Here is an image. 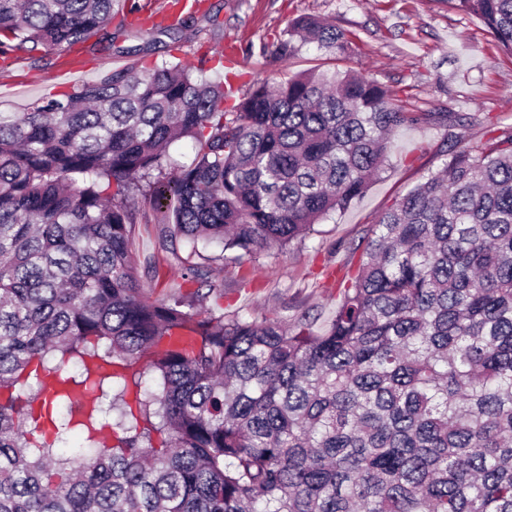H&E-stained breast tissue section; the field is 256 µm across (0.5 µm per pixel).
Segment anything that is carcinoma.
I'll return each mask as SVG.
<instances>
[{
	"label": "carcinoma",
	"mask_w": 512,
	"mask_h": 512,
	"mask_svg": "<svg viewBox=\"0 0 512 512\" xmlns=\"http://www.w3.org/2000/svg\"><path fill=\"white\" fill-rule=\"evenodd\" d=\"M512 53V0H448ZM119 0H0V60L97 35ZM347 60L300 16L275 45ZM224 84L176 62L0 112V512H512V127L362 237L322 322L154 299L162 241L287 251L389 166L405 112L352 69ZM190 138L195 162L173 170ZM130 198L139 213L132 250L145 288H153V298L172 292L190 295L200 289L197 297L198 308L214 307V294H207L209 286L197 280H185L182 276L184 267L201 263L202 260L191 254L190 247L182 239L177 238L173 245L167 242L164 246L159 239L158 224H154V212L148 200L138 191H132ZM173 248L178 259L172 254ZM154 267L158 270V278L152 279Z\"/></svg>",
	"instance_id": "cac0c4a2"
}]
</instances>
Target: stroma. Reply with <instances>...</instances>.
I'll return each instance as SVG.
<instances>
[{
  "label": "stroma",
  "instance_id": "35a3bbf8",
  "mask_svg": "<svg viewBox=\"0 0 512 512\" xmlns=\"http://www.w3.org/2000/svg\"><path fill=\"white\" fill-rule=\"evenodd\" d=\"M169 0H125L124 26L109 24L112 46L78 44L66 51L42 49L19 54L0 70V112H22L37 100L99 81L113 70L142 61L160 64L178 56L196 76L235 79L278 78L313 68H329L316 44L293 56L272 53L289 21L299 16L335 20L352 41L349 64L396 94L408 112H460L466 121L452 130L432 125L403 127L394 135L392 169L372 181L362 197L335 218L322 221L318 235L288 252L269 250L257 258L219 261L209 279L221 299L184 279L197 256L183 240L165 245L154 212L137 191L130 198L139 213L133 255L145 288L153 296L197 293L200 308L223 306L247 317L318 315L328 309L347 270L355 268L361 238L394 200L436 169L450 147L496 135L512 126V53L501 48L477 19L451 9L446 0H201L184 28L153 29L149 15L164 12ZM239 49V64L225 68L217 52Z\"/></svg>",
  "mask_w": 512,
  "mask_h": 512
}]
</instances>
